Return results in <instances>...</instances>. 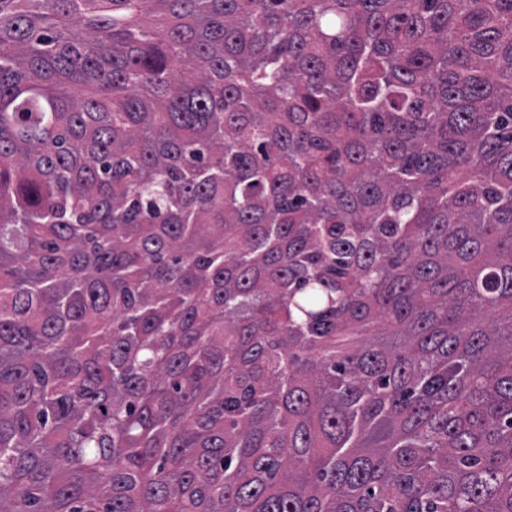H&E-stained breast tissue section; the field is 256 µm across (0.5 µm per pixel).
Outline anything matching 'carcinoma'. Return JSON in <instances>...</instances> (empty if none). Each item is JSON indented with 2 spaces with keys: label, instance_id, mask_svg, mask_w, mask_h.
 <instances>
[{
  "label": "carcinoma",
  "instance_id": "cac0c4a2",
  "mask_svg": "<svg viewBox=\"0 0 512 512\" xmlns=\"http://www.w3.org/2000/svg\"><path fill=\"white\" fill-rule=\"evenodd\" d=\"M0 512H512V0H0Z\"/></svg>",
  "mask_w": 512,
  "mask_h": 512
}]
</instances>
